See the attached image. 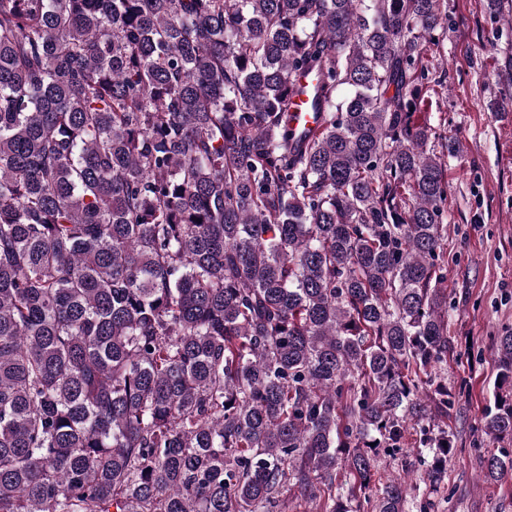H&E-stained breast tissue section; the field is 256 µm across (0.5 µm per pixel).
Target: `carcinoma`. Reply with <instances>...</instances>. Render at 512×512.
I'll return each mask as SVG.
<instances>
[{
	"label": "carcinoma",
	"instance_id": "cac0c4a2",
	"mask_svg": "<svg viewBox=\"0 0 512 512\" xmlns=\"http://www.w3.org/2000/svg\"><path fill=\"white\" fill-rule=\"evenodd\" d=\"M446 15L0 0V512H409L378 464L405 446L441 480L461 144L414 113L447 88L421 52ZM495 345L483 430L512 440ZM315 81L307 73L296 74L294 80L295 94L293 106L288 113L289 129L300 136L316 128L318 124V112L314 106L311 95V87Z\"/></svg>",
	"mask_w": 512,
	"mask_h": 512
}]
</instances>
